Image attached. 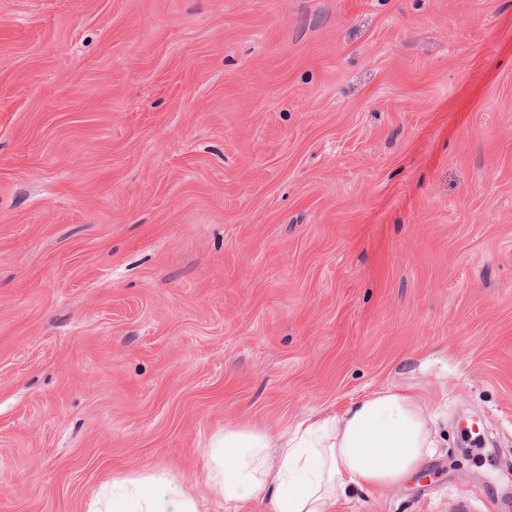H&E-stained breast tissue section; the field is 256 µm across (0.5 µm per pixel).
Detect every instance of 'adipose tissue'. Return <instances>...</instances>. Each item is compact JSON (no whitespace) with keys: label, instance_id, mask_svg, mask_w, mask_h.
<instances>
[{"label":"adipose tissue","instance_id":"adipose-tissue-1","mask_svg":"<svg viewBox=\"0 0 512 512\" xmlns=\"http://www.w3.org/2000/svg\"><path fill=\"white\" fill-rule=\"evenodd\" d=\"M434 446L420 398L378 392L275 439L225 428L205 450L206 495L171 474H144L113 481L111 499L88 512H206L211 495L236 505L261 500L269 512H334L347 490L403 484Z\"/></svg>","mask_w":512,"mask_h":512}]
</instances>
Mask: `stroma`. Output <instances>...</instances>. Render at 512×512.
I'll return each instance as SVG.
<instances>
[{
  "label": "stroma",
  "instance_id": "1",
  "mask_svg": "<svg viewBox=\"0 0 512 512\" xmlns=\"http://www.w3.org/2000/svg\"><path fill=\"white\" fill-rule=\"evenodd\" d=\"M379 391L512 512V0H0V512Z\"/></svg>",
  "mask_w": 512,
  "mask_h": 512
}]
</instances>
